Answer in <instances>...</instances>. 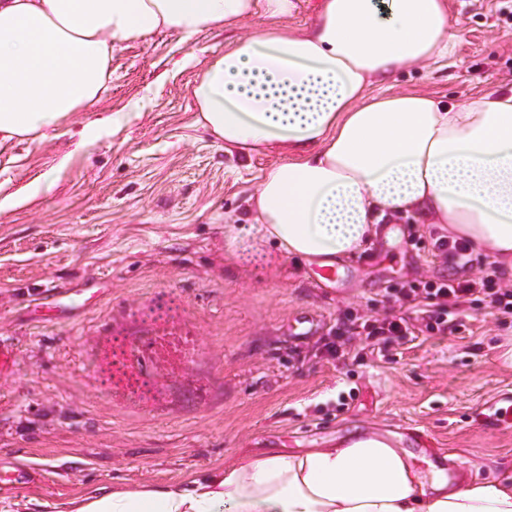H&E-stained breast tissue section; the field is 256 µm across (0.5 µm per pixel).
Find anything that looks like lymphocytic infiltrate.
<instances>
[{
  "label": "lymphocytic infiltrate",
  "instance_id": "f902f5d3",
  "mask_svg": "<svg viewBox=\"0 0 512 512\" xmlns=\"http://www.w3.org/2000/svg\"><path fill=\"white\" fill-rule=\"evenodd\" d=\"M481 304L493 310L498 325L512 326V283L494 269L465 280L442 276L400 283L386 290L381 312L350 314L348 339L327 343L326 351L342 358L356 344L371 351L387 343L401 347L421 335L456 333L465 312Z\"/></svg>",
  "mask_w": 512,
  "mask_h": 512
}]
</instances>
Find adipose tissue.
I'll return each instance as SVG.
<instances>
[{
  "mask_svg": "<svg viewBox=\"0 0 512 512\" xmlns=\"http://www.w3.org/2000/svg\"><path fill=\"white\" fill-rule=\"evenodd\" d=\"M0 0V146L43 138L95 108L121 44L175 30L250 34L203 63L189 86L205 132L243 156L276 152L249 200L257 234L329 265L405 217L512 267V88L458 104L371 93L409 65L445 59L457 37L448 0ZM67 512H512V474L477 481L423 471L368 431L347 441L244 455L166 487L98 488ZM317 0H295L292 16L288 19L289 27L297 30L308 28L317 9Z\"/></svg>",
  "mask_w": 512,
  "mask_h": 512,
  "instance_id": "1",
  "label": "adipose tissue"
}]
</instances>
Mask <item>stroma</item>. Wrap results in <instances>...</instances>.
Listing matches in <instances>:
<instances>
[{
    "label": "stroma",
    "instance_id": "stroma-1",
    "mask_svg": "<svg viewBox=\"0 0 512 512\" xmlns=\"http://www.w3.org/2000/svg\"><path fill=\"white\" fill-rule=\"evenodd\" d=\"M458 34L448 60L404 70L401 88L466 100L512 87V0H448ZM226 33L163 31L112 56L98 110L124 122L76 148L92 120L77 112L55 133L0 147V457L39 470L36 484L0 494V512H54L98 487L167 486L243 453L309 448L377 430L430 435L419 464L457 456L484 480L512 467V424L493 403L512 395L502 354L512 331L488 308L466 335L410 342L403 352L337 360L324 345L353 310L381 309L386 288L432 276L469 279L432 257L440 224H381L371 245L342 260L343 285L318 262L254 239L234 257L225 217L248 223L246 200L275 154L225 152L198 124L190 82ZM68 290L33 301L40 284ZM309 321L298 324L299 316ZM191 337L193 361L155 357L159 400L108 390L112 340Z\"/></svg>",
    "mask_w": 512,
    "mask_h": 512
}]
</instances>
